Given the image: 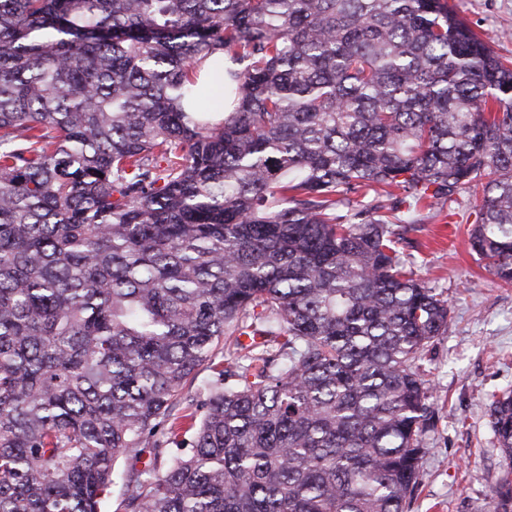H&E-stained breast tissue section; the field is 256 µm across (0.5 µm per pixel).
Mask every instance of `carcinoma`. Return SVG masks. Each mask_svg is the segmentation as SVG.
Listing matches in <instances>:
<instances>
[{
    "mask_svg": "<svg viewBox=\"0 0 512 512\" xmlns=\"http://www.w3.org/2000/svg\"><path fill=\"white\" fill-rule=\"evenodd\" d=\"M473 183L512 283V61L449 0H0V512H406L449 308L399 243Z\"/></svg>",
    "mask_w": 512,
    "mask_h": 512,
    "instance_id": "carcinoma-1",
    "label": "carcinoma"
}]
</instances>
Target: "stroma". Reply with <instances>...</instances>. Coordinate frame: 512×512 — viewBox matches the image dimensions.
Returning <instances> with one entry per match:
<instances>
[{
  "instance_id": "35a3bbf8",
  "label": "stroma",
  "mask_w": 512,
  "mask_h": 512,
  "mask_svg": "<svg viewBox=\"0 0 512 512\" xmlns=\"http://www.w3.org/2000/svg\"><path fill=\"white\" fill-rule=\"evenodd\" d=\"M495 55L512 59V0H451ZM480 189L426 212L401 246L417 277L448 295V333L420 362L435 415L425 434L420 484L407 512H490L506 475L491 424L493 401L512 390V284L472 251Z\"/></svg>"
}]
</instances>
